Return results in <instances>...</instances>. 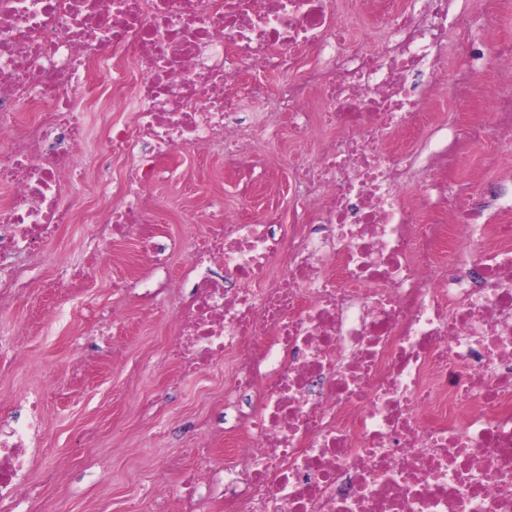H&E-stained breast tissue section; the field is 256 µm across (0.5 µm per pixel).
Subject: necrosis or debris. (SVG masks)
I'll return each mask as SVG.
<instances>
[{"label":"necrosis or debris","instance_id":"obj_1","mask_svg":"<svg viewBox=\"0 0 512 512\" xmlns=\"http://www.w3.org/2000/svg\"><path fill=\"white\" fill-rule=\"evenodd\" d=\"M456 3L0 0V304L88 178L113 199L90 245L153 258L163 158L222 149L247 195L288 164V216L202 215L166 346L181 374L224 366V512H512V170L458 177L487 143L512 160V44L476 38L512 0ZM447 84L491 116L444 122ZM95 111L133 159L117 191L76 161ZM43 428L36 393L0 424V512Z\"/></svg>","mask_w":512,"mask_h":512}]
</instances>
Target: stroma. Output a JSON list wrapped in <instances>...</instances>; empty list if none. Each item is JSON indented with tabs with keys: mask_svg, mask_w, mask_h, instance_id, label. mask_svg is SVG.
Returning <instances> with one entry per match:
<instances>
[{
	"mask_svg": "<svg viewBox=\"0 0 512 512\" xmlns=\"http://www.w3.org/2000/svg\"><path fill=\"white\" fill-rule=\"evenodd\" d=\"M168 175L150 191L163 238L181 237L156 278L179 279L194 243L205 231L199 219L213 200L226 211L244 204L225 173L223 155L200 157L181 149L166 159ZM106 200L87 187L73 223L33 260L25 286L0 306V331L21 327L15 350L0 353V414L20 409L32 390L46 411L30 474V512H144L154 480L178 497L185 471L213 472L214 457L198 454L197 433L222 432L224 366L190 377L163 364L172 333L167 309L179 288L165 294V309L149 311L137 294L118 299L116 278L140 273L139 244L113 241L107 253L87 238ZM121 304L131 331L119 337L121 364L97 330Z\"/></svg>",
	"mask_w": 512,
	"mask_h": 512,
	"instance_id": "1",
	"label": "stroma"
}]
</instances>
